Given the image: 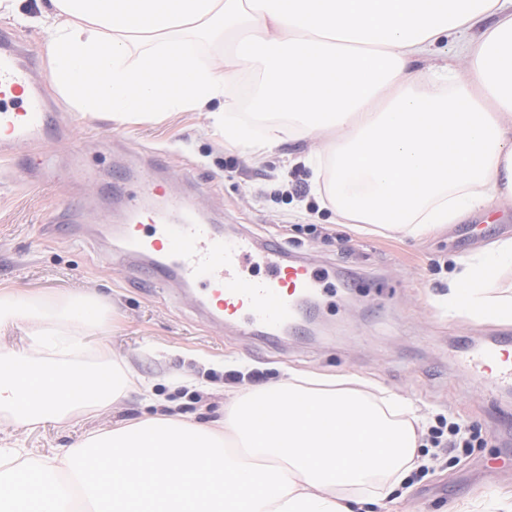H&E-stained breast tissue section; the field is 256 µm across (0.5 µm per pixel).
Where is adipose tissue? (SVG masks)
Returning a JSON list of instances; mask_svg holds the SVG:
<instances>
[{
  "instance_id": "adipose-tissue-1",
  "label": "adipose tissue",
  "mask_w": 512,
  "mask_h": 512,
  "mask_svg": "<svg viewBox=\"0 0 512 512\" xmlns=\"http://www.w3.org/2000/svg\"><path fill=\"white\" fill-rule=\"evenodd\" d=\"M0 16L42 26L50 84L82 115L125 125L206 109L253 155L326 135L304 158L313 192L354 223L419 237L512 199V0H0ZM449 39L464 67L408 73ZM206 41L222 52L202 65ZM240 81L261 137L233 119ZM498 259L512 260V238L463 262L449 318L512 323V302L486 289ZM107 326L89 295L44 303L0 291V331L27 338L21 351L0 346V414L35 427L121 402L132 383L122 362L103 359L110 385L85 378L82 398L65 374L84 336ZM365 388L293 373L237 392L210 427L155 412L49 456L0 448V512H67L66 482L77 512H351L352 499L392 494L420 464L422 422L389 418L404 399L381 409ZM261 397L273 424L248 414Z\"/></svg>"
}]
</instances>
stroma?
<instances>
[{
  "label": "stroma",
  "mask_w": 512,
  "mask_h": 512,
  "mask_svg": "<svg viewBox=\"0 0 512 512\" xmlns=\"http://www.w3.org/2000/svg\"><path fill=\"white\" fill-rule=\"evenodd\" d=\"M45 94L58 115V134L37 146L16 147V165L0 164V289L44 301L97 296L112 324L88 336L85 360L96 361L104 351L126 362L160 396L177 400L183 418L195 424L223 419L226 395L292 371L357 376L372 389L409 400L431 419L443 417L476 433L472 446L447 462H427L400 499L357 512H456L469 501L494 512L498 497L512 494V466L489 467L501 456L500 425L512 423V392L475 379L450 359L466 342L512 336V325L451 319L442 310L448 277L459 261L512 237L511 201L422 238L386 228L360 232L333 211L291 194L289 173L310 180L297 159L313 139L248 156L225 143L203 112L119 126L104 114L73 111L53 89ZM40 153L53 154L56 166L36 183L28 171ZM116 164L127 168L133 184L142 171L156 169L168 193L188 197L195 211L215 223L259 240L281 239L292 255L351 274L356 288L318 295L319 317L309 339L265 345L206 317L179 287L130 285L113 236L124 222L126 201L112 186ZM67 207L86 215L85 240L50 232ZM144 411L132 390L116 407L86 411L77 423L28 429L0 416V447L19 440L33 455H48L90 431L134 422Z\"/></svg>",
  "instance_id": "obj_1"
}]
</instances>
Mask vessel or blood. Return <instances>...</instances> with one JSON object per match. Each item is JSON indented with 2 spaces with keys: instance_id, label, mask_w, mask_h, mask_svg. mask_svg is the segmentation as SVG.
I'll use <instances>...</instances> for the list:
<instances>
[{
  "instance_id": "obj_1",
  "label": "vessel or blood",
  "mask_w": 512,
  "mask_h": 512,
  "mask_svg": "<svg viewBox=\"0 0 512 512\" xmlns=\"http://www.w3.org/2000/svg\"><path fill=\"white\" fill-rule=\"evenodd\" d=\"M36 59L13 34L0 30V162H14L18 144H39L57 131V120L32 73ZM145 196L163 199L153 209L129 200L120 236L126 252L142 262L132 283H182L217 321L270 343L287 329L302 330L307 298L327 276L301 257H290L273 239L233 237L199 219L188 202L165 196L160 183L143 178ZM465 360L473 375L512 382V336H492Z\"/></svg>"
}]
</instances>
